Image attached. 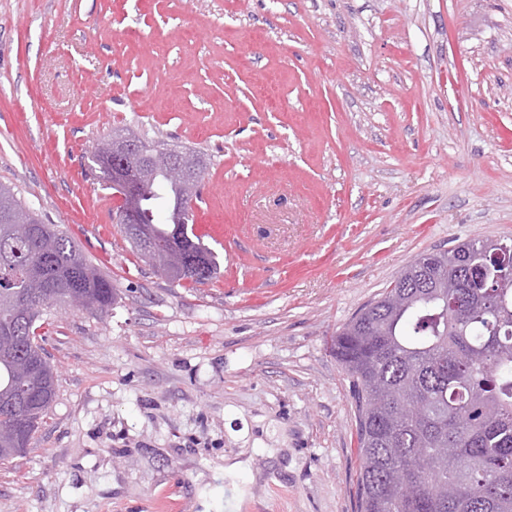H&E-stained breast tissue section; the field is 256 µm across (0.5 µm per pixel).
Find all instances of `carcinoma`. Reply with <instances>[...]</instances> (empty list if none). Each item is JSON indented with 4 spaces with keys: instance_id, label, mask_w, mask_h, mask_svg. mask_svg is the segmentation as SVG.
Segmentation results:
<instances>
[{
    "instance_id": "carcinoma-1",
    "label": "carcinoma",
    "mask_w": 512,
    "mask_h": 512,
    "mask_svg": "<svg viewBox=\"0 0 512 512\" xmlns=\"http://www.w3.org/2000/svg\"><path fill=\"white\" fill-rule=\"evenodd\" d=\"M94 147L92 170L112 185ZM164 193L155 250L124 231L135 252L171 283L203 284L215 253L193 231L196 191L162 169L143 174L142 212ZM512 242L473 238L411 262L334 336L331 350L353 377L358 402L360 512H512V273L495 257ZM43 288L74 290L108 311L112 282L80 248L0 183V461L15 457L9 431L20 411L55 395L39 333L43 310L65 306Z\"/></svg>"
}]
</instances>
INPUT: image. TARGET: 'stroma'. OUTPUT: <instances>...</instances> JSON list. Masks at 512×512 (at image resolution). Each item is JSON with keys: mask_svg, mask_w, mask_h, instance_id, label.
I'll return each instance as SVG.
<instances>
[{"mask_svg": "<svg viewBox=\"0 0 512 512\" xmlns=\"http://www.w3.org/2000/svg\"><path fill=\"white\" fill-rule=\"evenodd\" d=\"M125 125L210 156L217 280L131 250L88 175ZM0 182L117 292L44 310L0 512H358L330 342L417 256L512 238V0H0Z\"/></svg>", "mask_w": 512, "mask_h": 512, "instance_id": "obj_1", "label": "stroma"}]
</instances>
